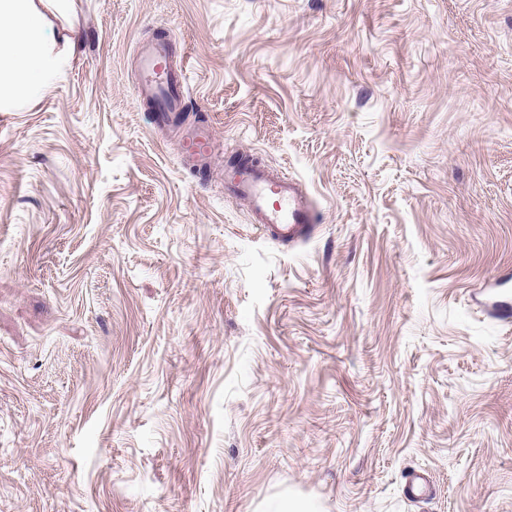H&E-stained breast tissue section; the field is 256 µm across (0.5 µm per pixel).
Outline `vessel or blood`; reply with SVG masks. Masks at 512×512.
<instances>
[{
  "label": "vessel or blood",
  "instance_id": "vessel-or-blood-1",
  "mask_svg": "<svg viewBox=\"0 0 512 512\" xmlns=\"http://www.w3.org/2000/svg\"><path fill=\"white\" fill-rule=\"evenodd\" d=\"M168 57V48L161 42L142 48L138 54L139 92L155 104L164 122L181 106L186 88L184 74L161 73L160 66ZM225 188L248 204L253 222L268 237L285 243L299 242L311 238L317 230L311 196L283 172L269 170L257 162L247 163L232 170Z\"/></svg>",
  "mask_w": 512,
  "mask_h": 512
}]
</instances>
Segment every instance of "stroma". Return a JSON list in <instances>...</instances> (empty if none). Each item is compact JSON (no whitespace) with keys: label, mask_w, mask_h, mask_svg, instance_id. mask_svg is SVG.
Returning a JSON list of instances; mask_svg holds the SVG:
<instances>
[{"label":"stroma","mask_w":512,"mask_h":512,"mask_svg":"<svg viewBox=\"0 0 512 512\" xmlns=\"http://www.w3.org/2000/svg\"><path fill=\"white\" fill-rule=\"evenodd\" d=\"M49 20L62 72L0 110V512H512V0ZM236 156L306 185L310 240L225 194ZM169 58V51L163 42L144 47L138 54L141 73L140 96L156 106V112L163 122L169 120L168 113L176 112L182 105V95L186 89L183 69L176 75L168 70L161 74L160 66Z\"/></svg>","instance_id":"35a3bbf8"}]
</instances>
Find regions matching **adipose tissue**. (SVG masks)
Instances as JSON below:
<instances>
[{"instance_id":"1","label":"adipose tissue","mask_w":512,"mask_h":512,"mask_svg":"<svg viewBox=\"0 0 512 512\" xmlns=\"http://www.w3.org/2000/svg\"><path fill=\"white\" fill-rule=\"evenodd\" d=\"M36 0H0V96L7 105L38 95L65 62Z\"/></svg>"}]
</instances>
